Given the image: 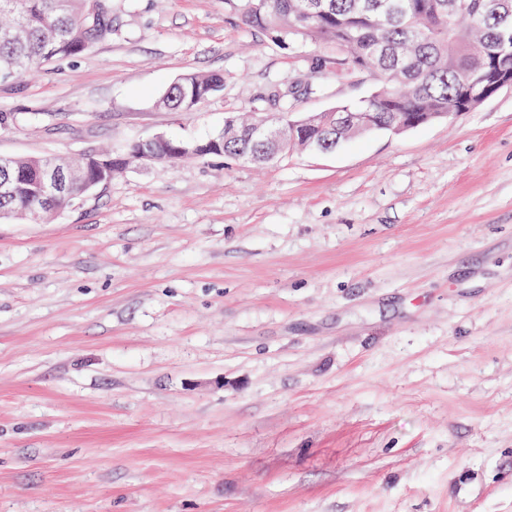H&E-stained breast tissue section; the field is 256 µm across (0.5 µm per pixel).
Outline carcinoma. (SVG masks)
<instances>
[{
	"instance_id": "1",
	"label": "carcinoma",
	"mask_w": 512,
	"mask_h": 512,
	"mask_svg": "<svg viewBox=\"0 0 512 512\" xmlns=\"http://www.w3.org/2000/svg\"><path fill=\"white\" fill-rule=\"evenodd\" d=\"M410 0H319L321 18L304 20L308 0H237L242 23L260 29L280 44L298 38L336 47L343 61L368 70L378 85L371 99L342 112H368L386 120L403 112L422 119L448 111V94L456 76L489 66L501 28L494 5L501 0H471L475 12L488 17L482 26L468 15H448V0H419L416 15L403 11ZM89 0H0V79L22 75L31 67L79 55L112 34L110 11L96 23L82 24ZM224 86V75L185 74L162 93L174 111L189 112ZM325 135L321 129L296 132L294 146L309 148ZM127 150L80 161L85 176H98V161L112 170L125 168ZM52 159L19 158L0 170L15 188L0 197V213L25 212L39 204V187Z\"/></svg>"
}]
</instances>
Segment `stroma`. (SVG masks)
I'll list each match as a JSON object with an SVG mask.
<instances>
[{
    "label": "stroma",
    "instance_id": "stroma-1",
    "mask_svg": "<svg viewBox=\"0 0 512 512\" xmlns=\"http://www.w3.org/2000/svg\"><path fill=\"white\" fill-rule=\"evenodd\" d=\"M209 72L193 111L156 107ZM376 85L233 0H112L109 38L0 80V154L204 139ZM0 512H512V90L0 218ZM215 86H224L223 74H185L170 84L158 99L163 97L162 102L173 111L190 112L198 103L215 93Z\"/></svg>",
    "mask_w": 512,
    "mask_h": 512
}]
</instances>
